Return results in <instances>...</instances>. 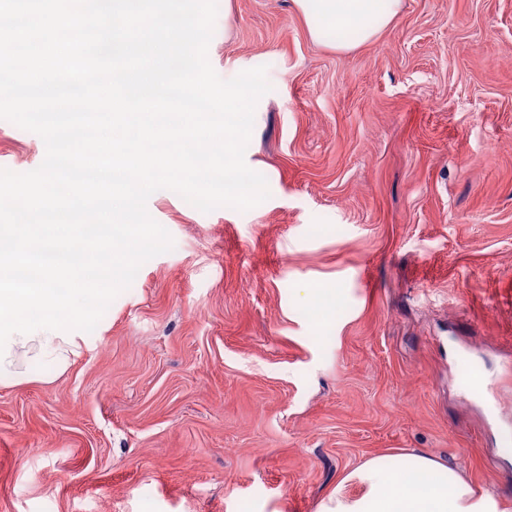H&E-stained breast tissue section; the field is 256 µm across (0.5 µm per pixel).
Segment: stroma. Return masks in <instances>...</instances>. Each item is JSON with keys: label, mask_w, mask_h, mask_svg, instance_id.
Wrapping results in <instances>:
<instances>
[{"label": "stroma", "mask_w": 512, "mask_h": 512, "mask_svg": "<svg viewBox=\"0 0 512 512\" xmlns=\"http://www.w3.org/2000/svg\"><path fill=\"white\" fill-rule=\"evenodd\" d=\"M334 40L293 0L216 21L221 78L267 69L245 162L270 196L149 197L173 249L65 372L0 384V512H317L409 453L512 502V0H404L374 41ZM45 152L0 120V168Z\"/></svg>", "instance_id": "stroma-1"}]
</instances>
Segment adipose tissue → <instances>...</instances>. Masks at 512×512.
Returning <instances> with one entry per match:
<instances>
[{
    "label": "adipose tissue",
    "mask_w": 512,
    "mask_h": 512,
    "mask_svg": "<svg viewBox=\"0 0 512 512\" xmlns=\"http://www.w3.org/2000/svg\"><path fill=\"white\" fill-rule=\"evenodd\" d=\"M313 37L335 32L336 47L368 42L400 13L403 0H293ZM318 512H507L490 492L464 481L436 459L400 463L378 456L337 484Z\"/></svg>",
    "instance_id": "adipose-tissue-1"
}]
</instances>
